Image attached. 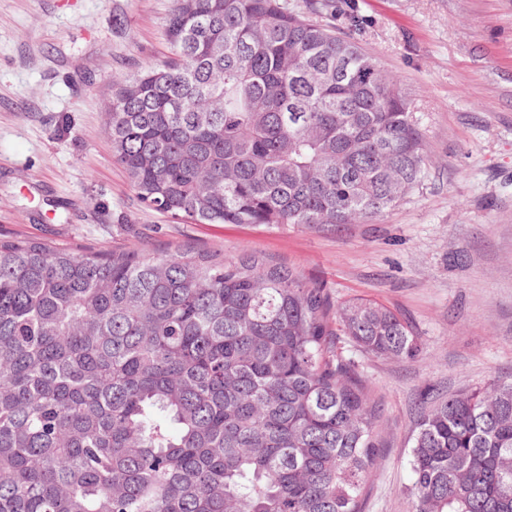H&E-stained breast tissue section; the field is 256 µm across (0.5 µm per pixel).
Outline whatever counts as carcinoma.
<instances>
[{
    "instance_id": "1",
    "label": "carcinoma",
    "mask_w": 512,
    "mask_h": 512,
    "mask_svg": "<svg viewBox=\"0 0 512 512\" xmlns=\"http://www.w3.org/2000/svg\"><path fill=\"white\" fill-rule=\"evenodd\" d=\"M171 0L112 76L135 199L192 224L366 222L410 197L411 95L342 0ZM418 357L386 307L254 255L0 241V512H361L378 408L346 346ZM416 512H512V381L417 424Z\"/></svg>"
}]
</instances>
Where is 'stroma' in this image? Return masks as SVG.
Returning <instances> with one entry per match:
<instances>
[{
	"label": "stroma",
	"mask_w": 512,
	"mask_h": 512,
	"mask_svg": "<svg viewBox=\"0 0 512 512\" xmlns=\"http://www.w3.org/2000/svg\"><path fill=\"white\" fill-rule=\"evenodd\" d=\"M170 0H0V239L176 248L295 266L395 312L418 358L356 354L379 408L363 512H415L409 439L427 393L512 378V0H353L359 39L414 98L422 187L379 218L191 224L138 203L112 154V76L168 54Z\"/></svg>",
	"instance_id": "35a3bbf8"
}]
</instances>
